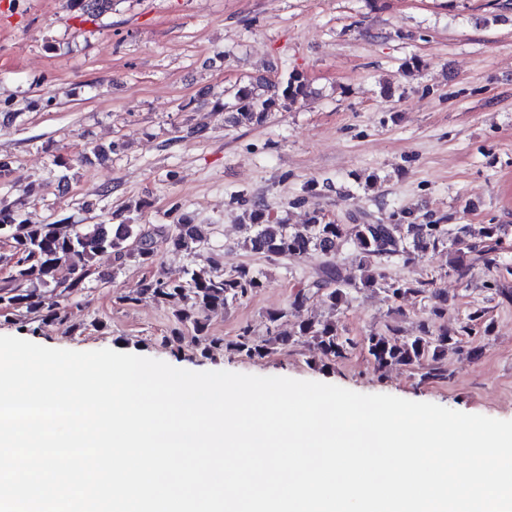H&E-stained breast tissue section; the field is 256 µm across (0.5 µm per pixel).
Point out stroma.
<instances>
[{"label": "stroma", "mask_w": 512, "mask_h": 512, "mask_svg": "<svg viewBox=\"0 0 512 512\" xmlns=\"http://www.w3.org/2000/svg\"><path fill=\"white\" fill-rule=\"evenodd\" d=\"M292 72L306 79L307 100L259 125L226 122L236 85ZM112 143L108 158H92L93 146ZM0 158L12 167L0 199L27 223L98 224L131 206L137 223L187 218L205 234L150 265L119 269L99 254L83 293L50 294L69 323L0 309V335L512 420V0H113L98 18L78 16L71 0H0ZM248 200L291 224L316 209L339 224L363 213L389 224L405 211L420 224L500 225L497 265L475 260L461 276L440 249L385 267L447 290L449 326L481 308L491 332L450 346L445 378H424L418 365L379 371L363 339L389 326L417 335L427 302L412 294L395 306L382 292L354 291L338 312L318 297L304 312L335 319L356 341L345 359H323L308 342L202 358L171 307L128 302L142 279L180 280L189 267L261 271L257 294L205 315L209 334L229 342L248 324L264 337L266 313L328 261L244 249ZM175 328L178 340L165 345Z\"/></svg>", "instance_id": "stroma-1"}]
</instances>
